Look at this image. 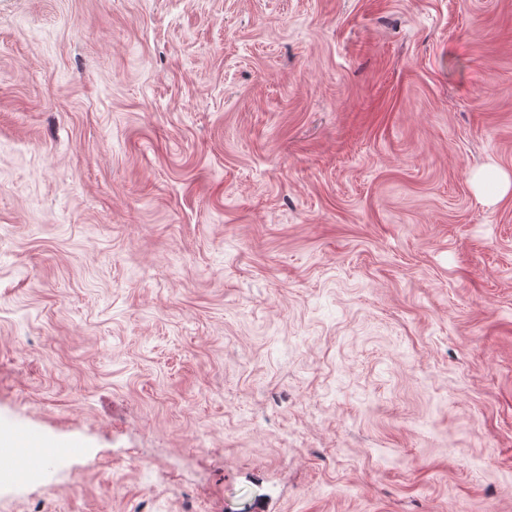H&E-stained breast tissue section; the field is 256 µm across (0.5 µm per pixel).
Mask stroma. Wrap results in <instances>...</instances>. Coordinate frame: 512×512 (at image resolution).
Listing matches in <instances>:
<instances>
[{
  "mask_svg": "<svg viewBox=\"0 0 512 512\" xmlns=\"http://www.w3.org/2000/svg\"><path fill=\"white\" fill-rule=\"evenodd\" d=\"M0 512H512V0H0ZM74 449L57 448H6L0 458V481L4 486L19 482L48 486V480L40 466L47 458L64 459L75 454ZM24 462L25 465H21Z\"/></svg>",
  "mask_w": 512,
  "mask_h": 512,
  "instance_id": "1",
  "label": "stroma"
}]
</instances>
